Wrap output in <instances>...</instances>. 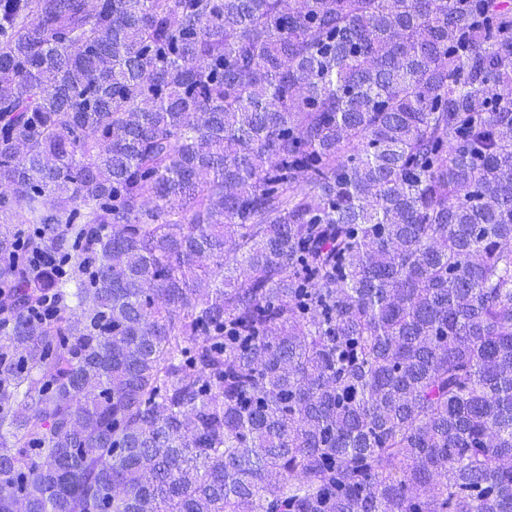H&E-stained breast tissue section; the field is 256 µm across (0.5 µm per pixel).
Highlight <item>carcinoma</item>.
<instances>
[{"instance_id":"cac0c4a2","label":"carcinoma","mask_w":512,"mask_h":512,"mask_svg":"<svg viewBox=\"0 0 512 512\" xmlns=\"http://www.w3.org/2000/svg\"><path fill=\"white\" fill-rule=\"evenodd\" d=\"M0 182V512H512L507 0H0ZM30 237L18 238L20 247L24 251V255L30 267L39 270V273L46 278H61L66 275L68 260L65 256L58 254L53 248L29 249ZM47 289L48 288H42V290L37 293L38 296L43 298L40 303L28 306L24 309V312L31 321L44 324L54 318L56 312L54 295Z\"/></svg>"}]
</instances>
